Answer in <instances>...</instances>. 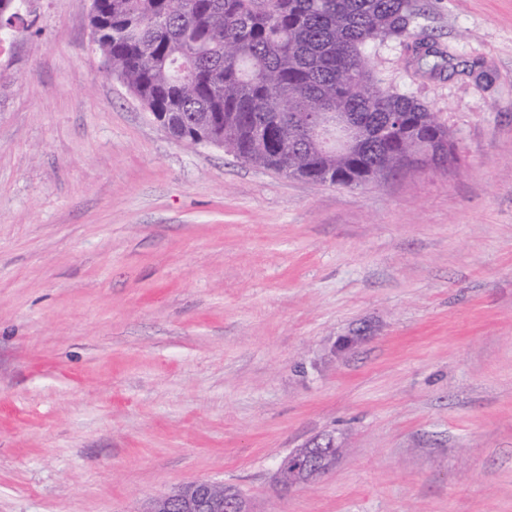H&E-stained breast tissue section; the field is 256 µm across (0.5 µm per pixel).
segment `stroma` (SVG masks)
Instances as JSON below:
<instances>
[{
	"instance_id": "1",
	"label": "stroma",
	"mask_w": 512,
	"mask_h": 512,
	"mask_svg": "<svg viewBox=\"0 0 512 512\" xmlns=\"http://www.w3.org/2000/svg\"><path fill=\"white\" fill-rule=\"evenodd\" d=\"M418 5L371 60L457 163L353 188L176 142L91 0H29L0 52V512L200 479L254 512H512V0ZM329 434L334 466L281 493ZM311 448H314L312 451ZM336 449V453L333 451ZM340 447L337 445L336 437L334 435L325 436L321 442L307 443L299 448H295L288 453V468H292L288 472H295L297 478L294 481H285L282 478V470L287 465L280 464L276 473V480L281 489L288 492V489L295 486L301 481L313 480L324 474L334 463L339 455ZM301 476H306L305 480Z\"/></svg>"
}]
</instances>
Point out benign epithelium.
<instances>
[{
	"label": "benign epithelium",
	"instance_id": "benign-epithelium-1",
	"mask_svg": "<svg viewBox=\"0 0 512 512\" xmlns=\"http://www.w3.org/2000/svg\"><path fill=\"white\" fill-rule=\"evenodd\" d=\"M316 132L321 146L327 150L345 149L349 146L346 130L341 124L331 123L317 126ZM339 449L336 437L325 436L322 441L307 443L288 453V467L297 474L293 481L282 478V469H277L276 480L283 491L295 486L301 477L313 480L324 474L334 463ZM145 512H252L250 503L231 487L219 488L208 480H197L172 493L151 500Z\"/></svg>",
	"mask_w": 512,
	"mask_h": 512
}]
</instances>
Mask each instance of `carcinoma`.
Wrapping results in <instances>:
<instances>
[{
  "label": "carcinoma",
  "instance_id": "1",
  "mask_svg": "<svg viewBox=\"0 0 512 512\" xmlns=\"http://www.w3.org/2000/svg\"><path fill=\"white\" fill-rule=\"evenodd\" d=\"M20 0H0V33L23 32ZM416 0H95L91 25L108 72L170 134L221 140L245 164L312 182L363 187L409 173L413 155L448 171V128L418 98L385 87L368 49L407 37ZM419 63L447 71L420 45ZM340 116L358 136L335 153L312 116Z\"/></svg>",
  "mask_w": 512,
  "mask_h": 512
}]
</instances>
